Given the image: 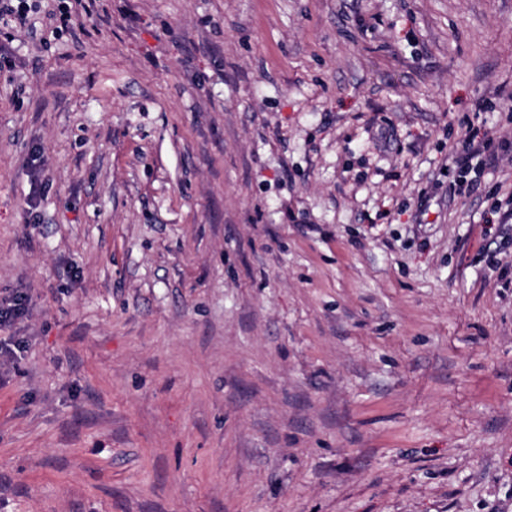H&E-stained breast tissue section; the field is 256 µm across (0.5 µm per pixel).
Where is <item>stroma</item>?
Here are the masks:
<instances>
[{
	"instance_id": "stroma-1",
	"label": "stroma",
	"mask_w": 512,
	"mask_h": 512,
	"mask_svg": "<svg viewBox=\"0 0 512 512\" xmlns=\"http://www.w3.org/2000/svg\"><path fill=\"white\" fill-rule=\"evenodd\" d=\"M28 4L0 512H512V0ZM510 149L512 153V141L500 140L486 130L481 132L480 128L471 127L448 158V172L463 173L464 178L473 172L479 177L490 159Z\"/></svg>"
}]
</instances>
